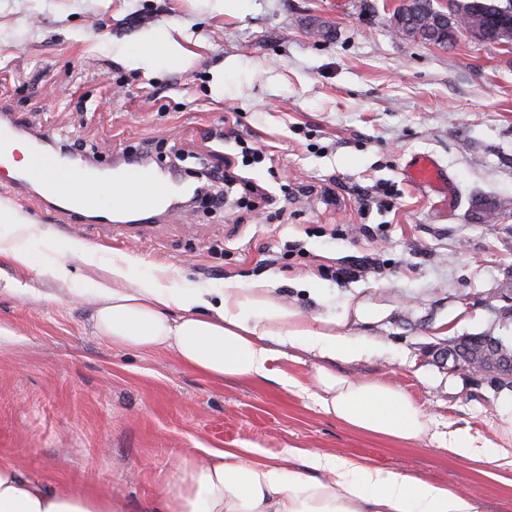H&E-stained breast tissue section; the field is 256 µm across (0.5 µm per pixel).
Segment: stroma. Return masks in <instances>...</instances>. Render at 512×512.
Segmentation results:
<instances>
[{"label":"stroma","mask_w":512,"mask_h":512,"mask_svg":"<svg viewBox=\"0 0 512 512\" xmlns=\"http://www.w3.org/2000/svg\"><path fill=\"white\" fill-rule=\"evenodd\" d=\"M399 0H249L221 14L203 0H0V108L30 130L54 129L98 153L102 172L149 144L175 150L181 170L223 165L237 138L273 163L242 168L271 204L209 203L161 216L122 241L111 225L86 241L105 259L210 288L264 280L275 301L325 319L346 300L377 310L349 324L374 353L338 375L407 391L437 423L412 441L365 434L314 403L318 357L291 349L278 378L214 381L171 351L128 350L98 335L77 302L85 268L60 284L0 256V461L53 485L111 494L123 512L175 489L176 463L205 450L257 448L287 463L300 448L467 491L478 512H512V456L495 458L512 388L457 370L462 336L512 347V46L462 36L450 47L396 38ZM154 26L181 29L196 53L187 71H131L104 43L131 44ZM233 57L223 97L212 67ZM433 158L447 188L414 184ZM0 202L54 234L72 233L34 195ZM354 270L339 280L335 270ZM26 292L4 290L5 282ZM40 299H33V292ZM468 431L484 455L448 449Z\"/></svg>","instance_id":"35a3bbf8"}]
</instances>
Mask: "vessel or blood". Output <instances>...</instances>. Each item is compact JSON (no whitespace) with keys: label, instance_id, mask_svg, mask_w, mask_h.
<instances>
[{"label":"vessel or blood","instance_id":"b4317fda","mask_svg":"<svg viewBox=\"0 0 512 512\" xmlns=\"http://www.w3.org/2000/svg\"><path fill=\"white\" fill-rule=\"evenodd\" d=\"M26 140L29 162L13 170L14 147ZM52 132L24 134L12 115L0 114V171L8 180L0 189L22 196L39 188L45 206L66 224L116 223L122 236L133 233L136 224L155 218L170 208L173 197L163 172L145 165L138 157L127 158L124 167L113 170L111 178L99 181L94 173L73 163L63 149H49Z\"/></svg>","mask_w":512,"mask_h":512}]
</instances>
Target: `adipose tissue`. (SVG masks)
I'll list each match as a JSON object with an SVG mask.
<instances>
[{
    "label": "adipose tissue",
    "mask_w": 512,
    "mask_h": 512,
    "mask_svg": "<svg viewBox=\"0 0 512 512\" xmlns=\"http://www.w3.org/2000/svg\"><path fill=\"white\" fill-rule=\"evenodd\" d=\"M113 56L132 70L164 66L188 69L193 55L158 26L139 33ZM53 252L38 267L41 277L66 280L67 259L87 269L76 293L93 306L96 332L132 349L173 350L186 366L221 381L267 379L283 346L319 356L313 399L327 415L354 429L410 441L427 433L434 420L405 390L379 381L339 376L332 363L352 362L373 343L350 337L352 321L373 311L347 301L332 319L311 317L268 298L264 283L225 282L220 288H186L133 262L105 261L97 248L79 240L57 245L38 225L0 205V255L16 267H34L37 247ZM63 259H56V252ZM294 465L255 457L247 448L212 451L209 460L184 463L174 492L147 503L145 512H477L472 498L444 484L398 474L351 458L295 451ZM0 512H120L111 496H89L74 487L54 486L0 462Z\"/></svg>",
    "instance_id": "1"
}]
</instances>
